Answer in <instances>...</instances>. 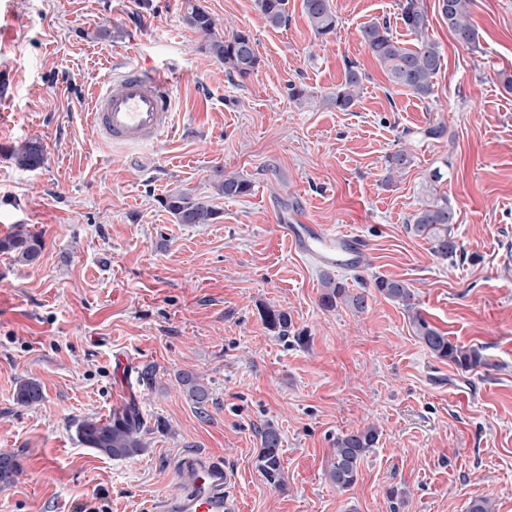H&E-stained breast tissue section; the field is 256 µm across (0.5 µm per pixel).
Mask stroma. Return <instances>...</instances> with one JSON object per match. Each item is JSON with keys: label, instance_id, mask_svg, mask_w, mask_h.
Wrapping results in <instances>:
<instances>
[{"label": "stroma", "instance_id": "obj_1", "mask_svg": "<svg viewBox=\"0 0 512 512\" xmlns=\"http://www.w3.org/2000/svg\"><path fill=\"white\" fill-rule=\"evenodd\" d=\"M219 28L250 31L259 67L229 74L186 24L187 0H0V238L41 236L36 265L0 252V453L20 472L0 483V512H145L185 493L187 458L235 476L240 512H512V0H472L475 46L458 43L423 0L443 56L434 94L389 82L361 27L398 20L399 0H330L335 34L316 37L288 0L268 26L255 0H198ZM365 73L348 111L318 104L347 61ZM168 71L174 124L144 145L99 139L95 92L118 66ZM310 100L290 98L291 86ZM440 126V138L428 137ZM40 140L46 161L19 168L12 149ZM414 163L385 183L399 145ZM252 182L225 199L215 169ZM441 170L439 182L430 174ZM185 190L212 224H179L162 206ZM457 211L453 259L407 228L420 200ZM286 224L363 238L361 267L329 268L295 251ZM368 298L365 312L320 304L324 277ZM406 280L417 310L485 363L458 370L414 335L407 309L374 279ZM287 312V335L264 307ZM157 368L139 385L138 369ZM212 400L200 418L177 380ZM45 399L17 404L19 380ZM136 401L144 450L113 460L82 444L78 422ZM278 426L286 486L256 467L259 430ZM375 425L357 483L326 478L337 436Z\"/></svg>", "mask_w": 512, "mask_h": 512}]
</instances>
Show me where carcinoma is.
<instances>
[{
	"mask_svg": "<svg viewBox=\"0 0 512 512\" xmlns=\"http://www.w3.org/2000/svg\"><path fill=\"white\" fill-rule=\"evenodd\" d=\"M255 5L267 25L277 28L288 21V0H255ZM471 0H438V9L448 30L462 45L471 46L477 41V32L470 22ZM302 9L310 27L318 37L336 32L337 17L330 0H302ZM399 20L407 31L415 36L418 44L407 48L394 36L387 21L370 22L360 30L361 42L387 73L389 81L404 88L422 100L434 94V80L441 69L443 57L436 43L429 39V17L421 0H401ZM186 23L205 37L201 46L209 56L224 64L230 73L245 79L259 66L260 59L255 41L250 32L235 30L229 35L214 32L215 21L205 8L197 3L188 7ZM366 75L356 63L350 61L345 67L344 78L336 91L322 97L325 105L346 112L355 103L363 89ZM18 166L36 169L44 162L43 147L36 141H27L12 154ZM413 164L412 154L400 148L386 158L388 179L403 175ZM217 194L233 198L251 192L252 184L240 175L218 176L213 183ZM163 207L179 224H212L218 211L208 202L188 192L174 191L162 199ZM456 211L446 196H435L417 207L410 216V231L426 239L433 253L443 259L456 255L457 244L452 235V224ZM43 244L39 237L18 232L0 239V251L15 254V260L24 265H34L39 260ZM375 289L383 297L411 306L412 293L403 280L378 276ZM320 302L332 309L337 301L349 305L358 313L368 307L363 293L351 294L346 285L328 277L322 282ZM267 327L282 334L288 332V314L272 309L264 310ZM415 336L435 357L446 360L456 367L468 371L483 364L481 354L475 349H463L453 344L448 336L431 325L418 311L411 314ZM186 396L192 401L199 415L207 414L210 400L207 386L200 384L188 373L179 376ZM44 399L41 384L34 379L21 381L16 389V401L22 406H35ZM143 417L136 404L130 403L112 411L105 420L87 418L76 428L79 440L89 448L112 459L132 458L142 451L141 437ZM261 448L256 457V466L267 483L281 488L284 472L280 455V433L274 423L268 422L260 432ZM378 440V431L373 426L363 427L336 438L326 478L341 491L352 488L359 477L361 463ZM19 472V465L9 453L0 454V482H9Z\"/></svg>",
	"mask_w": 512,
	"mask_h": 512,
	"instance_id": "obj_1",
	"label": "carcinoma"
}]
</instances>
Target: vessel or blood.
Listing matches in <instances>:
<instances>
[{
  "instance_id": "obj_1",
  "label": "vessel or blood",
  "mask_w": 512,
  "mask_h": 512,
  "mask_svg": "<svg viewBox=\"0 0 512 512\" xmlns=\"http://www.w3.org/2000/svg\"><path fill=\"white\" fill-rule=\"evenodd\" d=\"M171 80L161 71L131 67L99 89L92 101L90 121L105 141L143 144L169 130L173 118ZM283 231L295 249L326 266L351 269L363 259L364 245L353 236L328 232L319 224H287ZM196 479L190 493L164 501L162 512H238L229 492L231 473L208 457L191 461Z\"/></svg>"
}]
</instances>
